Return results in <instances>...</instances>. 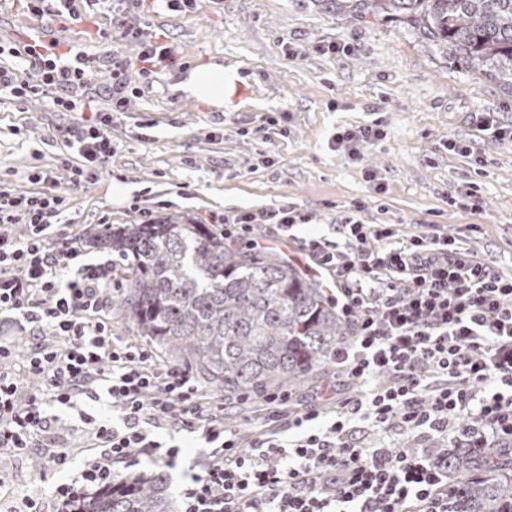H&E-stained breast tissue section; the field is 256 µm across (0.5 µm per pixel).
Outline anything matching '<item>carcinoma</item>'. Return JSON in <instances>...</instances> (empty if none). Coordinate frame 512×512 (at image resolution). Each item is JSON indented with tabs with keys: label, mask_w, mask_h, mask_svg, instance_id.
I'll list each match as a JSON object with an SVG mask.
<instances>
[{
	"label": "carcinoma",
	"mask_w": 512,
	"mask_h": 512,
	"mask_svg": "<svg viewBox=\"0 0 512 512\" xmlns=\"http://www.w3.org/2000/svg\"><path fill=\"white\" fill-rule=\"evenodd\" d=\"M369 2L373 14L406 21L433 45H453L512 79V0ZM99 242L119 261L116 321L227 399H261L313 381L347 335L314 280L275 251L225 244L216 226L119 224L101 231ZM495 455L498 464L486 466L467 448L448 449V471L463 480L456 512H496L512 496L503 477L512 451ZM177 510L164 474L152 472L98 491L75 512Z\"/></svg>",
	"instance_id": "cac0c4a2"
}]
</instances>
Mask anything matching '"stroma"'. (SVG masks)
I'll list each match as a JSON object with an SVG mask.
<instances>
[{
  "instance_id": "stroma-1",
  "label": "stroma",
  "mask_w": 512,
  "mask_h": 512,
  "mask_svg": "<svg viewBox=\"0 0 512 512\" xmlns=\"http://www.w3.org/2000/svg\"><path fill=\"white\" fill-rule=\"evenodd\" d=\"M83 23L34 20L0 0V67L21 68L15 48L64 36L74 51L131 55L113 22L164 30L189 64L151 77L129 72L112 115V160L70 193L64 220L77 230L137 224L148 215L205 224L214 214L293 209L296 236L333 237L345 215L364 223L438 224L459 246L512 275V141L483 135L474 112L512 125V81L456 49L432 45L403 21L374 16L364 0H192L183 11L140 12L131 0H76ZM221 65L233 75L216 109L178 92L189 70ZM276 125H269L268 117ZM381 119L385 138L358 157L332 150L336 131ZM82 115L43 96L0 102V188L36 191L34 169L67 172L64 132ZM473 141V158L449 140ZM375 181H367V172ZM480 188L468 197L470 184ZM74 473L10 459L11 512L37 495L54 512L56 488Z\"/></svg>"
}]
</instances>
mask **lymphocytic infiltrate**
I'll list each match as a JSON object with an SVG mask.
<instances>
[{"label": "lymphocytic infiltrate", "mask_w": 512, "mask_h": 512, "mask_svg": "<svg viewBox=\"0 0 512 512\" xmlns=\"http://www.w3.org/2000/svg\"><path fill=\"white\" fill-rule=\"evenodd\" d=\"M127 35L137 56L92 58L54 38L23 45L27 68L0 67V100L41 94L86 113L65 139L78 155L63 162L70 187L112 159L111 113L89 94L90 72L108 67L117 111L130 70L150 77L180 64L166 33ZM32 181L39 191L0 189V451L38 446L45 463L65 466L71 449L51 409L104 395L114 412L83 413L90 454L57 488L59 512L118 481L116 465L174 467L184 432L203 446L179 512H454L449 449L512 447V276L436 225L400 238L351 214L339 239H299L302 259L328 271L349 333L314 402L267 395V417L246 434L189 372L113 332L104 311L116 261L85 262L79 238L61 230L70 199L54 171ZM305 220L284 208L212 218L225 240L258 250L257 226L285 232ZM29 379L39 387L27 389Z\"/></svg>", "instance_id": "lymphocytic-infiltrate-1"}]
</instances>
